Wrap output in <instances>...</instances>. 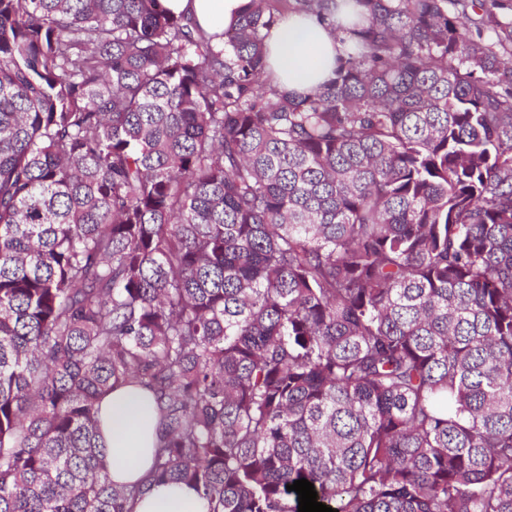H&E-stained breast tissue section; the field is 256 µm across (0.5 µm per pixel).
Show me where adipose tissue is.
Here are the masks:
<instances>
[{"label":"adipose tissue","mask_w":512,"mask_h":512,"mask_svg":"<svg viewBox=\"0 0 512 512\" xmlns=\"http://www.w3.org/2000/svg\"><path fill=\"white\" fill-rule=\"evenodd\" d=\"M174 14L191 17L205 32L219 34L242 12L247 0H162ZM339 16L319 18L302 12L285 16L266 38L271 83L293 94H306L332 77L344 55ZM100 440L108 450L112 480L129 484L152 466L157 416L151 397L134 386L116 389L101 404ZM134 512H209L205 498L183 484L156 487Z\"/></svg>","instance_id":"ef3b65f1"}]
</instances>
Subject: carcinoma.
<instances>
[{"label":"carcinoma","instance_id":"1","mask_svg":"<svg viewBox=\"0 0 512 512\" xmlns=\"http://www.w3.org/2000/svg\"><path fill=\"white\" fill-rule=\"evenodd\" d=\"M305 96L251 0H0V512H512V16L353 0ZM493 34L484 38V32ZM135 385L153 465L111 481ZM175 15L185 14L210 34H221L242 12L248 0H162ZM99 420L112 481L138 482L152 466L157 429L152 398L135 386L118 388L101 403ZM133 512H209V505L189 486L166 484L140 499Z\"/></svg>","mask_w":512,"mask_h":512}]
</instances>
